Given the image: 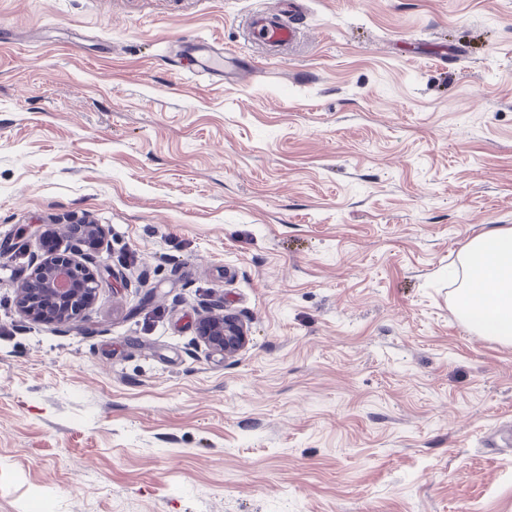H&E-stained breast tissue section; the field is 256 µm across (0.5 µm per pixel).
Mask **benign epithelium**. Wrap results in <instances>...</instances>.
<instances>
[{"mask_svg": "<svg viewBox=\"0 0 512 512\" xmlns=\"http://www.w3.org/2000/svg\"><path fill=\"white\" fill-rule=\"evenodd\" d=\"M84 245L100 248L105 229L98 224L82 226ZM98 272L70 251L36 257L21 284L19 313L34 323L72 326L81 322L95 302ZM200 337L216 351L231 356L246 344L245 327L228 318L209 316L200 324Z\"/></svg>", "mask_w": 512, "mask_h": 512, "instance_id": "7a95c632", "label": "benign epithelium"}]
</instances>
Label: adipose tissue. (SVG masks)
I'll use <instances>...</instances> for the list:
<instances>
[{
	"mask_svg": "<svg viewBox=\"0 0 512 512\" xmlns=\"http://www.w3.org/2000/svg\"><path fill=\"white\" fill-rule=\"evenodd\" d=\"M459 310L479 333L512 344V227L473 239L462 266Z\"/></svg>",
	"mask_w": 512,
	"mask_h": 512,
	"instance_id": "1",
	"label": "adipose tissue"
}]
</instances>
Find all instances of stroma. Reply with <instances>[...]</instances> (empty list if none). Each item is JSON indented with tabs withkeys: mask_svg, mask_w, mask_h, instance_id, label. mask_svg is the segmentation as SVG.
<instances>
[{
	"mask_svg": "<svg viewBox=\"0 0 512 512\" xmlns=\"http://www.w3.org/2000/svg\"><path fill=\"white\" fill-rule=\"evenodd\" d=\"M255 6L0 0V512H512V346L457 302L512 226V0H305L192 75ZM81 219L96 303L24 320ZM259 7L249 15V33L247 43L253 39L277 47L290 48L295 42L298 28L284 20L288 12V0H279L281 6H269V2L260 1ZM199 333L204 343L225 357L236 354L247 341L245 327L228 317H206L200 324Z\"/></svg>",
	"mask_w": 512,
	"mask_h": 512,
	"instance_id": "35a3bbf8",
	"label": "stroma"
}]
</instances>
